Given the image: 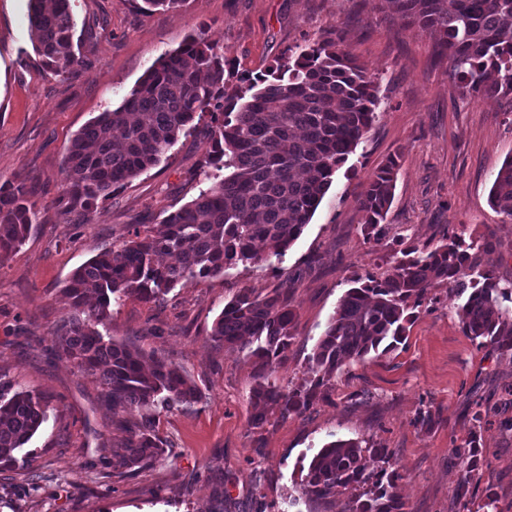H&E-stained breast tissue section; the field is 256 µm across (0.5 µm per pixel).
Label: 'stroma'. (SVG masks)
<instances>
[{"instance_id": "obj_1", "label": "stroma", "mask_w": 512, "mask_h": 512, "mask_svg": "<svg viewBox=\"0 0 512 512\" xmlns=\"http://www.w3.org/2000/svg\"><path fill=\"white\" fill-rule=\"evenodd\" d=\"M82 58L59 80L34 50L28 0H0V179L26 177L39 221L23 245L0 259V374L43 394L48 416L0 472V512H342L302 495V468L334 439L388 448L401 475L408 512H463L455 494L456 448L483 410L481 486L500 512H512V353L477 346L462 332L455 291L432 290L396 351L369 354L337 379L328 400L301 416L253 427L257 383L245 354L211 340L212 324L241 289L265 292L290 283L297 312L290 359L273 378L297 386L350 278L377 272L389 241L363 239L358 199L369 176L397 158L387 222L424 243L454 226L487 245L498 275L512 280V223L488 204L512 156V112L490 99L464 97L449 61L384 0H192L188 8L145 14L129 0H71ZM337 27L346 48L377 80V118L340 168L302 236L281 260L239 266L224 276L179 284L164 303L113 304L108 334L178 366L200 392L189 406L161 411L167 454L127 476L112 468L125 422L112 415L97 375L63 354L52 334L72 312L63 288L72 273L126 236L131 225L159 223L191 200L204 170L208 120L180 135L167 160L99 201L83 223L64 222L62 166L73 136L100 112L120 106L157 58L188 36L219 43L238 76L275 66L289 49ZM433 421L421 428L419 409ZM38 481H31V473Z\"/></svg>"}]
</instances>
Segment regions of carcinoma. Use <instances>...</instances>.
Here are the masks:
<instances>
[{"label":"carcinoma","mask_w":512,"mask_h":512,"mask_svg":"<svg viewBox=\"0 0 512 512\" xmlns=\"http://www.w3.org/2000/svg\"><path fill=\"white\" fill-rule=\"evenodd\" d=\"M139 11L177 9L189 0H130ZM392 10L433 40L438 58L451 63L464 95L506 99L512 105V0H388ZM34 49L45 68L63 80L80 63L74 52L75 21L69 0H29ZM224 51L191 37L162 55L122 104L106 110L77 133L64 160V222L83 217L100 199L159 164L188 134L195 118L209 116L204 176L190 202L150 228L135 225L112 248L78 268L64 292L72 314L53 340L79 367L99 376L112 402V416L146 411L112 450V467L134 475L164 453L152 411L191 404L194 384L177 366L145 355L105 333L112 303L135 298L161 303L181 282L216 278L238 265L281 259L302 235L336 172L365 139L377 117L374 77L346 50L338 29L283 58L269 73L243 77L230 87ZM398 162L391 158L370 177L358 200L365 242L388 235ZM27 180L0 182V258L22 245L38 210ZM492 208L512 222V157L505 160L489 193ZM402 258L379 274L352 279L309 359V381L284 388L268 382L288 363L297 314L292 288L265 293L245 288L214 321L210 338L254 359L259 382L251 393L252 425L269 411L281 418L303 415L328 399L336 378L371 353L396 350L406 338L413 310L431 290L449 284L464 297L458 310L462 332L479 347L512 351V282L501 284L482 245L466 242L455 228L437 243L403 247ZM47 419L45 398L16 390L0 379V468ZM464 498L482 469L475 444L456 449ZM383 467L369 469L368 460ZM401 476L386 448L362 439L328 442L309 462L302 494L321 501L350 491L346 512H406L397 492Z\"/></svg>","instance_id":"cac0c4a2"}]
</instances>
